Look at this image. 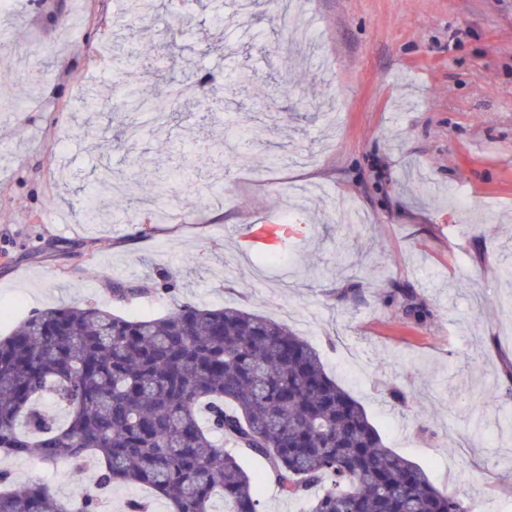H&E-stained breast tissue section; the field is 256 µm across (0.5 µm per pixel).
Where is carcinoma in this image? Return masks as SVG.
Listing matches in <instances>:
<instances>
[{"label":"carcinoma","instance_id":"1","mask_svg":"<svg viewBox=\"0 0 512 512\" xmlns=\"http://www.w3.org/2000/svg\"><path fill=\"white\" fill-rule=\"evenodd\" d=\"M151 17L157 0H129ZM177 97L138 99L171 112ZM87 223L112 203L80 200ZM67 411L63 421L45 399ZM262 458L310 512H473L426 471L387 448L363 405L286 326L234 307L184 303L162 317L107 308L36 311L0 338V453L97 466L98 485H146L171 512H262L234 449ZM0 512H71L52 486L20 488L0 473Z\"/></svg>","mask_w":512,"mask_h":512}]
</instances>
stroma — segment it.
I'll list each match as a JSON object with an SVG mask.
<instances>
[{"label":"stroma","instance_id":"35a3bbf8","mask_svg":"<svg viewBox=\"0 0 512 512\" xmlns=\"http://www.w3.org/2000/svg\"><path fill=\"white\" fill-rule=\"evenodd\" d=\"M234 0H199L187 26L159 13L139 36L112 27L116 0H16L0 13V62L46 76L0 78V336L49 306L160 317L184 302L230 306L287 326L361 402L388 448L437 487L512 512V0H300L311 37L274 0H252L250 32L213 24ZM253 82L241 81V73ZM211 85L202 87L201 76ZM123 82L138 96L193 84L190 105L151 124L89 91ZM105 128L100 147L80 134ZM237 128L238 159L210 150ZM124 182L112 221L88 224L78 200ZM182 199L169 224L141 235L154 184ZM306 198L297 251L274 263L239 252L235 230ZM475 204L456 209V194ZM368 214L341 220L339 202ZM144 293L118 302L102 274ZM410 292L428 310L405 314ZM413 400L397 405L391 389ZM499 396L476 408L475 395ZM263 512H307L244 454ZM23 483L78 500L97 471L66 460L0 456Z\"/></svg>","mask_w":512,"mask_h":512}]
</instances>
